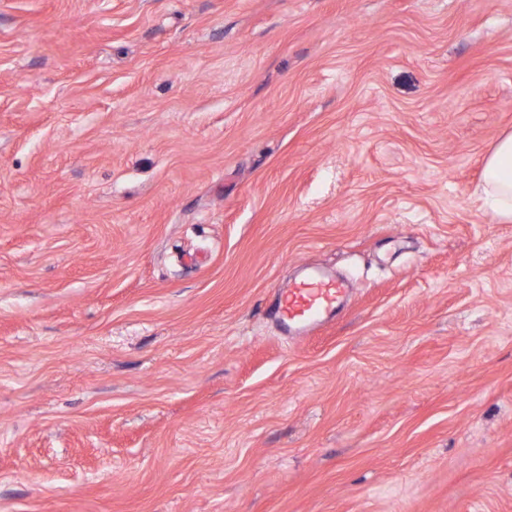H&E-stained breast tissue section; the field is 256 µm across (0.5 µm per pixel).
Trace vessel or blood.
<instances>
[{
    "instance_id": "obj_1",
    "label": "vessel or blood",
    "mask_w": 512,
    "mask_h": 512,
    "mask_svg": "<svg viewBox=\"0 0 512 512\" xmlns=\"http://www.w3.org/2000/svg\"><path fill=\"white\" fill-rule=\"evenodd\" d=\"M349 292L347 283L321 268L305 265L297 280L275 290L270 315L284 336H306L341 313Z\"/></svg>"
}]
</instances>
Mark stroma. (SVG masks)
I'll list each match as a JSON object with an SVG mask.
<instances>
[{"instance_id": "1", "label": "stroma", "mask_w": 512, "mask_h": 512, "mask_svg": "<svg viewBox=\"0 0 512 512\" xmlns=\"http://www.w3.org/2000/svg\"><path fill=\"white\" fill-rule=\"evenodd\" d=\"M510 131L512 0H0V512H512ZM475 195L504 222H512V133L502 136L486 158ZM301 276L287 288H277L270 316L289 338L307 336L334 320L352 288L321 268L304 265Z\"/></svg>"}]
</instances>
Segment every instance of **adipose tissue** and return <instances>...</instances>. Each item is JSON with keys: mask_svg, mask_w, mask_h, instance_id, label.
I'll return each instance as SVG.
<instances>
[{"mask_svg": "<svg viewBox=\"0 0 512 512\" xmlns=\"http://www.w3.org/2000/svg\"><path fill=\"white\" fill-rule=\"evenodd\" d=\"M475 194L498 219L512 222V133L493 146L484 164L483 182Z\"/></svg>", "mask_w": 512, "mask_h": 512, "instance_id": "adipose-tissue-1", "label": "adipose tissue"}]
</instances>
